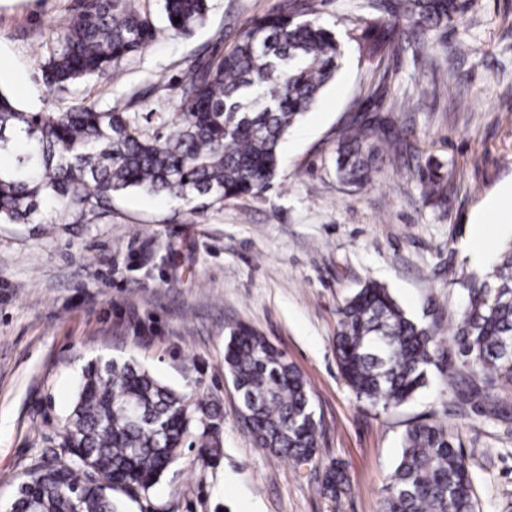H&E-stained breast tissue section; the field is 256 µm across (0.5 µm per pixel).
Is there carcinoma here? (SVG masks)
<instances>
[{
  "instance_id": "carcinoma-1",
  "label": "carcinoma",
  "mask_w": 512,
  "mask_h": 512,
  "mask_svg": "<svg viewBox=\"0 0 512 512\" xmlns=\"http://www.w3.org/2000/svg\"><path fill=\"white\" fill-rule=\"evenodd\" d=\"M462 0H391L388 13L364 21L350 39L358 58L381 71L404 45L442 44ZM174 36L207 19V0H161ZM181 22H175V18ZM159 34L130 0H83L53 30L39 65L48 86L110 80L128 55ZM341 43L316 16L312 0H276L240 29L233 46L197 57L179 85L180 112H155L156 127L136 112L77 100L63 112H25L0 91V223L33 224L49 209L56 224H81L112 211L130 190L166 195L193 209L260 193L274 178L288 130L336 76ZM404 132L366 114L338 143L336 168L351 187L369 183L376 164L398 153ZM429 171L425 199L442 201ZM465 302L453 331L463 364L491 384L512 385V241L482 275L456 279ZM336 359L360 401L384 410L412 399L438 366L434 323L409 319L390 292L368 282L339 309ZM224 365L254 444L299 463L317 450L319 423L307 383L285 355L254 330L230 334ZM217 404L178 393L130 361L84 369L77 398L54 447L21 482L15 512H121L111 492L146 494L179 459L184 444L201 459L220 452ZM345 471L329 467L322 487L344 490ZM382 512H474L473 478L454 435L418 422L403 435L401 456Z\"/></svg>"
}]
</instances>
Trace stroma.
<instances>
[{"mask_svg":"<svg viewBox=\"0 0 512 512\" xmlns=\"http://www.w3.org/2000/svg\"><path fill=\"white\" fill-rule=\"evenodd\" d=\"M274 0H209L204 26L162 35L124 58L114 80L48 88L35 48L75 0H0V89L24 110L84 98L123 112H174L189 59L263 16ZM342 43L335 79L289 132L279 170L260 194L202 214L142 191L115 197L86 224H0V512L57 437L88 362L129 361L163 384L216 402L220 455L184 449L159 483L122 496L123 512H381L401 437L430 418L457 435L474 481L475 512H512V388L463 366L452 332L463 292L452 273L473 213L512 181V0H470L444 44L410 46L379 76L347 35L388 0H313ZM427 88L425 101L401 103ZM408 135L402 158L355 190L336 171L341 132L361 104ZM441 166L446 201H425L418 170ZM369 280L413 319L435 323L442 358L414 399L385 411L356 399L336 363L338 310ZM265 336L304 375L321 434L314 463L257 448L224 368L232 329ZM332 465L350 488L331 497Z\"/></svg>","mask_w":512,"mask_h":512,"instance_id":"1","label":"stroma"}]
</instances>
